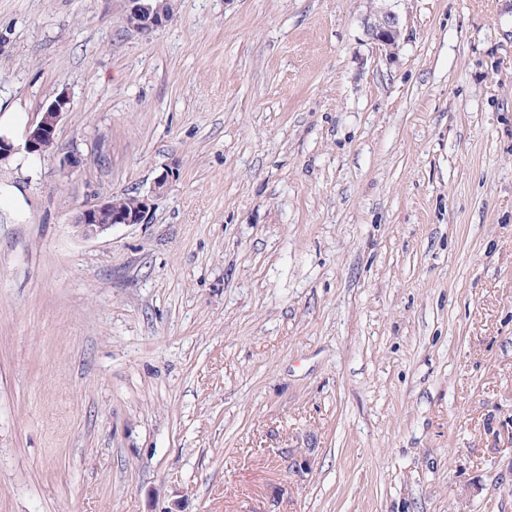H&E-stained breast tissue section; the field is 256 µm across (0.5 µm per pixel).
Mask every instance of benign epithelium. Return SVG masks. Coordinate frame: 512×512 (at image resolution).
Returning <instances> with one entry per match:
<instances>
[{
    "mask_svg": "<svg viewBox=\"0 0 512 512\" xmlns=\"http://www.w3.org/2000/svg\"><path fill=\"white\" fill-rule=\"evenodd\" d=\"M173 4L159 9L149 0H126V23L142 32H151L165 25L173 17ZM364 28L371 43L381 50L395 51L401 37V18L390 8H381L364 18ZM70 111V99L55 98L42 112L40 120L25 135L24 149L29 154L42 155L57 148L56 131L64 114ZM167 177L158 178L149 192L134 195L135 205L128 209L112 196L82 209L74 224L85 238H95L107 229L119 225L145 224L153 208V200L164 193ZM312 449L301 448L290 463V473L302 479L312 470Z\"/></svg>",
    "mask_w": 512,
    "mask_h": 512,
    "instance_id": "benign-epithelium-1",
    "label": "benign epithelium"
}]
</instances>
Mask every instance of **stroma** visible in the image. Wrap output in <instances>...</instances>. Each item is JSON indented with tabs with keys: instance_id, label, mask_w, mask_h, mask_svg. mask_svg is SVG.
<instances>
[{
	"instance_id": "obj_1",
	"label": "stroma",
	"mask_w": 512,
	"mask_h": 512,
	"mask_svg": "<svg viewBox=\"0 0 512 512\" xmlns=\"http://www.w3.org/2000/svg\"><path fill=\"white\" fill-rule=\"evenodd\" d=\"M175 4L0 0V512H512V0ZM151 0H126V23L137 31L151 32L165 25L173 17L174 7L166 3L167 8L152 7ZM364 28L371 43L390 53L399 47L401 18L391 8H380L364 18ZM70 111V99L55 98L42 112L40 120L29 127L25 135L24 149L28 154L43 155L57 148L56 131L64 114ZM166 186L167 177L164 175L153 183L146 194L136 193L134 198L132 196L120 197L119 201L124 205L131 204L134 199L135 205L131 209L122 207L116 196L103 199L82 209L76 215L74 224L85 238H95L119 224H145L149 220L153 200L164 193Z\"/></svg>"
}]
</instances>
